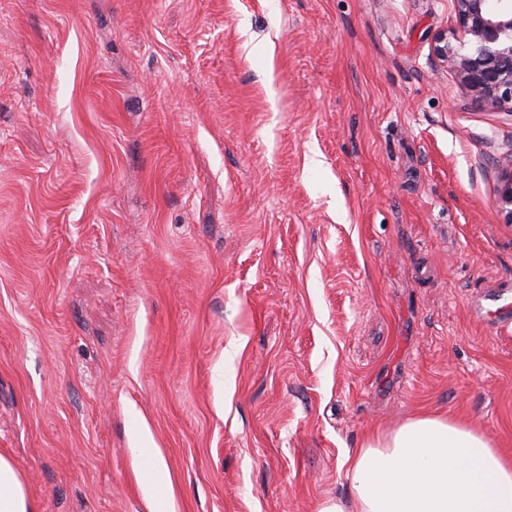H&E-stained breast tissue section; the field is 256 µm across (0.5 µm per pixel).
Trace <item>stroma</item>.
<instances>
[{
	"instance_id": "obj_1",
	"label": "stroma",
	"mask_w": 512,
	"mask_h": 512,
	"mask_svg": "<svg viewBox=\"0 0 512 512\" xmlns=\"http://www.w3.org/2000/svg\"><path fill=\"white\" fill-rule=\"evenodd\" d=\"M455 0H0V453L38 512H319L434 412L512 454V103Z\"/></svg>"
}]
</instances>
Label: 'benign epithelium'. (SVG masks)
Here are the masks:
<instances>
[{"mask_svg":"<svg viewBox=\"0 0 512 512\" xmlns=\"http://www.w3.org/2000/svg\"><path fill=\"white\" fill-rule=\"evenodd\" d=\"M464 40H439L436 53L471 95L495 107L512 101V0H455Z\"/></svg>","mask_w":512,"mask_h":512,"instance_id":"7a95c632","label":"benign epithelium"}]
</instances>
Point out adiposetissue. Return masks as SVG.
Wrapping results in <instances>:
<instances>
[{
	"mask_svg": "<svg viewBox=\"0 0 512 512\" xmlns=\"http://www.w3.org/2000/svg\"><path fill=\"white\" fill-rule=\"evenodd\" d=\"M351 503L319 512H512V456L440 415L409 419L349 459ZM0 512H37L15 463L0 454Z\"/></svg>",
	"mask_w": 512,
	"mask_h": 512,
	"instance_id": "1",
	"label": "adipose tissue"
}]
</instances>
